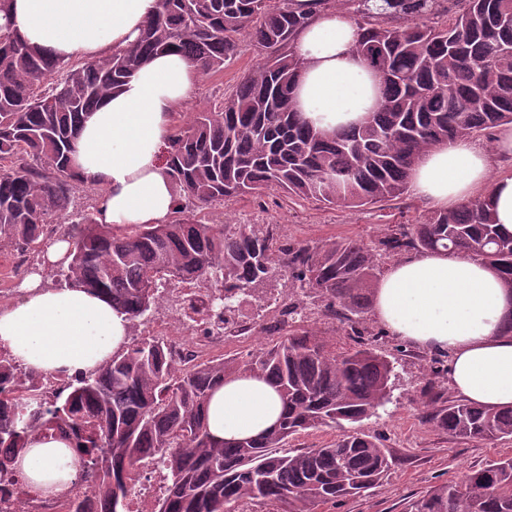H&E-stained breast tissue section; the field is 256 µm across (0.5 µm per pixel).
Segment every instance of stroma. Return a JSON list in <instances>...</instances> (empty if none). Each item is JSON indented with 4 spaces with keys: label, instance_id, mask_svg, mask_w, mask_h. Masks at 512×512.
Wrapping results in <instances>:
<instances>
[{
    "label": "stroma",
    "instance_id": "stroma-1",
    "mask_svg": "<svg viewBox=\"0 0 512 512\" xmlns=\"http://www.w3.org/2000/svg\"><path fill=\"white\" fill-rule=\"evenodd\" d=\"M260 59L257 48L246 47L225 64L223 72L199 83L186 112L209 107L224 98ZM430 211L429 204L412 195L403 201L342 210L319 202L293 201L282 192L270 190L259 198L247 196L214 204L206 209L205 215L212 224H269L280 240L317 245L338 237H357L368 243L382 236L387 226L418 223ZM290 286L287 269H279L262 297L242 298L236 321L252 326L270 322L288 303ZM381 350L394 361L389 400L376 414L363 420L359 428L378 437L399 465L382 486L348 500L340 508L324 506L321 512H403L407 501L424 495L432 486L457 478L467 469L512 455V438L481 444L422 424L421 389L430 385L445 397H452L447 377L432 380L426 376L430 350L400 345L392 336L385 339Z\"/></svg>",
    "mask_w": 512,
    "mask_h": 512
}]
</instances>
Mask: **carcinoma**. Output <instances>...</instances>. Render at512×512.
<instances>
[{"instance_id": "carcinoma-1", "label": "carcinoma", "mask_w": 512, "mask_h": 512, "mask_svg": "<svg viewBox=\"0 0 512 512\" xmlns=\"http://www.w3.org/2000/svg\"><path fill=\"white\" fill-rule=\"evenodd\" d=\"M348 11L356 46L381 82L364 122L332 134L296 108L300 63L291 48L308 21L294 0H157L129 47L71 61L29 47L0 0V250L26 252L48 227L70 222L71 261L54 276L107 297L133 322L165 299L172 282L209 285L199 315L228 322L242 296L263 289L278 266L292 297L350 326L353 346L336 353L312 328L234 358L183 365L160 340L126 336L97 370L55 393L47 374L0 357V479L36 436L68 441L92 482L94 510L128 512L130 473L147 456L166 485L152 512H318L381 486L396 466L373 438L347 431L322 448L290 454L284 441L307 429L360 423L389 400L393 363L379 352L385 332L365 325L382 256L443 249L475 257L512 290V234L494 223L488 198L438 209L420 224L387 230L369 246L343 237L321 245L278 241L262 224H209L215 202L278 188L293 200L341 209L404 198L410 172L430 148L475 139L512 123V0H314ZM258 48L253 66L223 102L173 127L168 175L179 188L167 224L115 228L69 214L78 181L70 151L97 105L154 55L176 50L207 80L224 62ZM266 380L281 397L267 434L215 441L205 407L224 381ZM424 424L490 443L512 437V408L486 409L431 390ZM405 512H512V456L467 470Z\"/></svg>"}]
</instances>
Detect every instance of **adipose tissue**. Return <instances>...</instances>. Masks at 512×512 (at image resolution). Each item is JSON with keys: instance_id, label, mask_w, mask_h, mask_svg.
I'll return each instance as SVG.
<instances>
[{"instance_id": "obj_1", "label": "adipose tissue", "mask_w": 512, "mask_h": 512, "mask_svg": "<svg viewBox=\"0 0 512 512\" xmlns=\"http://www.w3.org/2000/svg\"><path fill=\"white\" fill-rule=\"evenodd\" d=\"M296 35L301 68L295 100L315 128L332 132L363 121L380 97V80L357 54L360 30L347 14L316 10ZM156 0H9L19 35L64 59H90L129 46ZM197 67L178 52L155 56L121 90L100 102L73 143L71 165L81 183L100 187L102 224L168 223L178 198L163 149L176 115L198 87ZM478 144L436 147L413 167L415 197L448 209L486 193L495 221L512 234V175L491 174ZM373 311L388 335L448 356L458 397L486 408L512 406V290L481 261L444 251L409 255L391 265L375 291ZM124 314L81 288H51L30 274L13 302L0 306V349L18 363L61 379L95 369L120 348ZM282 401L266 381L231 378L211 396L207 424L217 440L256 437L279 419ZM27 484L61 494L80 472L67 441L40 438L16 461Z\"/></svg>"}]
</instances>
